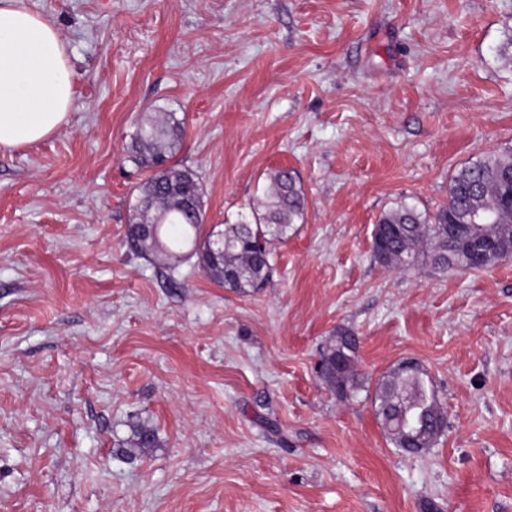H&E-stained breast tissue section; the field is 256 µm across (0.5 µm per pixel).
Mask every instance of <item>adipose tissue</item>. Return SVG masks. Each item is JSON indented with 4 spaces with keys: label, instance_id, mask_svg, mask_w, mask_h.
<instances>
[{
    "label": "adipose tissue",
    "instance_id": "adipose-tissue-1",
    "mask_svg": "<svg viewBox=\"0 0 512 512\" xmlns=\"http://www.w3.org/2000/svg\"><path fill=\"white\" fill-rule=\"evenodd\" d=\"M74 107V70L56 24L26 0H0V149L48 139Z\"/></svg>",
    "mask_w": 512,
    "mask_h": 512
}]
</instances>
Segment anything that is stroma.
Wrapping results in <instances>:
<instances>
[{
	"instance_id": "obj_1",
	"label": "stroma",
	"mask_w": 512,
	"mask_h": 512,
	"mask_svg": "<svg viewBox=\"0 0 512 512\" xmlns=\"http://www.w3.org/2000/svg\"><path fill=\"white\" fill-rule=\"evenodd\" d=\"M26 2L76 108L0 150V512H512V260L394 270L371 238L512 149V0ZM145 112L184 119L205 228L295 171L305 221L266 288L129 250ZM340 328L346 399L319 373ZM406 359L447 421L415 456L373 407ZM138 426L157 444L130 458ZM359 339L349 329L336 330L334 341L321 356L320 373L328 386L342 399L351 396L357 389L354 367L358 358Z\"/></svg>"
}]
</instances>
